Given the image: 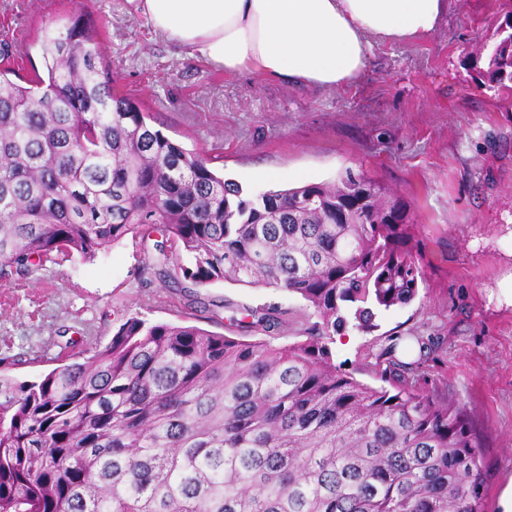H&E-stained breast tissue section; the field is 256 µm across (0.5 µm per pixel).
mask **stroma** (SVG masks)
<instances>
[{
  "label": "stroma",
  "instance_id": "stroma-1",
  "mask_svg": "<svg viewBox=\"0 0 512 512\" xmlns=\"http://www.w3.org/2000/svg\"><path fill=\"white\" fill-rule=\"evenodd\" d=\"M78 18L95 28L117 91L245 193L350 171L409 202L425 274L418 295L382 313L373 332L334 334L333 361L368 386L393 385L376 354L422 339L426 353L401 380L466 409L485 445L484 512H498L512 476V306L499 301L512 274V83L485 71L512 0H450L432 33L374 43L361 77L330 89L224 73L129 15L126 0H0V66L20 84L43 74L39 29ZM273 306L288 320L266 341L305 340L315 318L300 296L227 282L182 290L128 237L91 262L74 258L22 284L0 278V373L36 380L59 355L107 344L133 314L253 340L250 310Z\"/></svg>",
  "mask_w": 512,
  "mask_h": 512
}]
</instances>
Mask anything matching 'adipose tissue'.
I'll list each match as a JSON object with an SVG mask.
<instances>
[{
	"label": "adipose tissue",
	"instance_id": "adipose-tissue-1",
	"mask_svg": "<svg viewBox=\"0 0 512 512\" xmlns=\"http://www.w3.org/2000/svg\"><path fill=\"white\" fill-rule=\"evenodd\" d=\"M132 13L235 74L335 88L362 75L374 40L431 33L448 0H128Z\"/></svg>",
	"mask_w": 512,
	"mask_h": 512
}]
</instances>
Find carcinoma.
Here are the masks:
<instances>
[{"mask_svg": "<svg viewBox=\"0 0 512 512\" xmlns=\"http://www.w3.org/2000/svg\"><path fill=\"white\" fill-rule=\"evenodd\" d=\"M47 77L0 71V276L94 260L132 234L179 282L300 296L318 318L273 346L130 316L84 361L0 375V512H483L465 411L370 387L328 340L410 304L424 272L410 205L351 172L250 197L116 92L94 29L40 31ZM488 81H512V27ZM250 327L286 322L278 308Z\"/></svg>", "mask_w": 512, "mask_h": 512, "instance_id": "carcinoma-1", "label": "carcinoma"}]
</instances>
